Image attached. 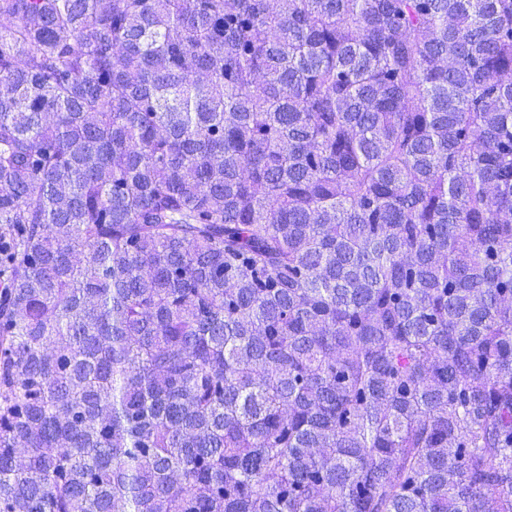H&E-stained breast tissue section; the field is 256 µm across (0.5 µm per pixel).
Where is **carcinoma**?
Here are the masks:
<instances>
[{
    "instance_id": "carcinoma-1",
    "label": "carcinoma",
    "mask_w": 512,
    "mask_h": 512,
    "mask_svg": "<svg viewBox=\"0 0 512 512\" xmlns=\"http://www.w3.org/2000/svg\"><path fill=\"white\" fill-rule=\"evenodd\" d=\"M0 512H512V0H0Z\"/></svg>"
}]
</instances>
